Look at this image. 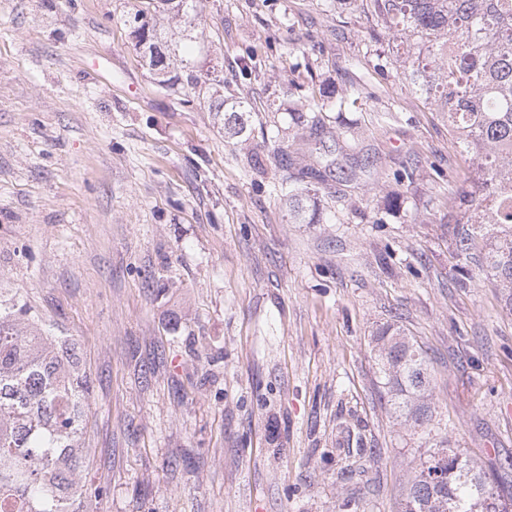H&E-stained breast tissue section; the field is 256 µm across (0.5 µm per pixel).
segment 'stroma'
<instances>
[{
    "label": "stroma",
    "mask_w": 512,
    "mask_h": 512,
    "mask_svg": "<svg viewBox=\"0 0 512 512\" xmlns=\"http://www.w3.org/2000/svg\"><path fill=\"white\" fill-rule=\"evenodd\" d=\"M139 3L0 0V295L77 345L91 512H404L429 454L512 455V311L476 264L457 287L448 232L474 168L366 0H196L201 83L171 89ZM389 324L429 363L422 430L378 373ZM315 204L314 197H311L308 191L288 193V212L296 224H316Z\"/></svg>",
    "instance_id": "obj_1"
}]
</instances>
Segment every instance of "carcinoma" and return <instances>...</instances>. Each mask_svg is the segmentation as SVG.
<instances>
[{
  "instance_id": "cac0c4a2",
  "label": "carcinoma",
  "mask_w": 512,
  "mask_h": 512,
  "mask_svg": "<svg viewBox=\"0 0 512 512\" xmlns=\"http://www.w3.org/2000/svg\"><path fill=\"white\" fill-rule=\"evenodd\" d=\"M161 4L194 13V0H147L126 22L149 42L160 86L194 83L190 62H167L175 49L149 28L148 14ZM368 11L415 49V58L404 60L411 83L433 98L459 147L478 162L451 227L454 251L486 265L503 283L512 311V0H369ZM313 201L288 193L295 223H315ZM481 224L495 232L480 247ZM374 341L391 404L424 428L432 418V378L421 349L391 325ZM69 348L75 345L68 338L38 332L25 304L0 299V512H89L105 494L85 476L80 440L90 381ZM500 479L459 448L450 449L444 464L432 454L409 482L405 512H512L498 491Z\"/></svg>"
}]
</instances>
